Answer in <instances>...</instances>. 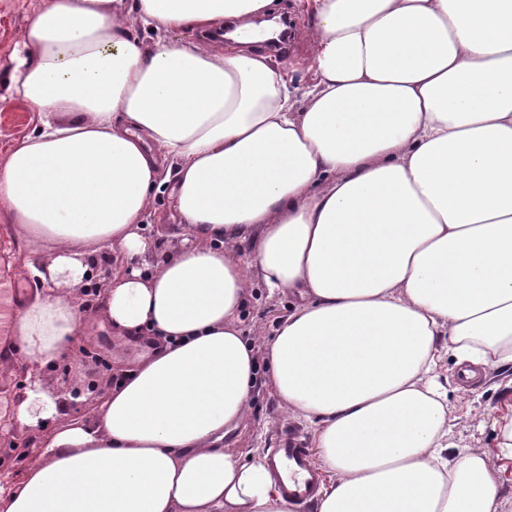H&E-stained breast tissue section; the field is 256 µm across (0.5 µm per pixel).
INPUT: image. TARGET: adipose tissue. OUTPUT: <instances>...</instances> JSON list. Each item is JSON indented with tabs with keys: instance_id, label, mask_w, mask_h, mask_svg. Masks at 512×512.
Wrapping results in <instances>:
<instances>
[{
	"instance_id": "obj_1",
	"label": "adipose tissue",
	"mask_w": 512,
	"mask_h": 512,
	"mask_svg": "<svg viewBox=\"0 0 512 512\" xmlns=\"http://www.w3.org/2000/svg\"><path fill=\"white\" fill-rule=\"evenodd\" d=\"M273 0H40L10 58L38 115L0 160V207L43 292L16 320L32 368L95 312L157 352L94 420L28 384L9 420L53 432L0 512H296L242 425L251 283L294 299L268 343L282 407L331 479L316 512H505L495 465L450 442L441 363L512 364V0H313L304 102L249 26ZM136 14L156 38L127 24ZM234 25L235 47L170 40ZM172 184L168 256L145 220Z\"/></svg>"
}]
</instances>
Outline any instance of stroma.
I'll return each mask as SVG.
<instances>
[{
	"label": "stroma",
	"mask_w": 512,
	"mask_h": 512,
	"mask_svg": "<svg viewBox=\"0 0 512 512\" xmlns=\"http://www.w3.org/2000/svg\"><path fill=\"white\" fill-rule=\"evenodd\" d=\"M40 4V0H0V95L9 80L5 66L26 17ZM275 14L283 15L297 35L301 52L297 55L273 54L275 64L283 69L295 97H303L314 82L310 60L315 45L302 35L309 23V15L300 0H275ZM37 115L25 104L0 98V158L33 128ZM291 299L285 295H272L261 285L249 288L241 315L242 327L254 345L258 361V385L252 401L250 416L245 426L224 438L225 447L236 454L251 456L265 454L274 447L284 429H294L303 437H311L310 425L303 419L284 411L269 386L266 346L279 319L288 312ZM82 337L98 342L104 362L79 355H66L55 367L42 370L44 385L60 395H67L70 387L97 377L101 385H108V365L129 367L151 350L146 339H132L112 334L100 319L87 316L81 329ZM460 369L455 362H447L443 375L447 380L448 411L451 418L450 440L458 447L475 449L489 457H497L499 429L512 420V365L496 367L482 374L470 391H458Z\"/></svg>",
	"instance_id": "35a3bbf8"
}]
</instances>
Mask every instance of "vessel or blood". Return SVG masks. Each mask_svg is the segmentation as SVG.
<instances>
[{
    "instance_id": "vessel-or-blood-1",
    "label": "vessel or blood",
    "mask_w": 512,
    "mask_h": 512,
    "mask_svg": "<svg viewBox=\"0 0 512 512\" xmlns=\"http://www.w3.org/2000/svg\"><path fill=\"white\" fill-rule=\"evenodd\" d=\"M14 255V248L0 246V393L7 392L15 383L1 366L16 355L15 319L32 295L30 284L16 267ZM265 463L284 496L302 504L314 500L321 475L297 432H288L276 447L268 449Z\"/></svg>"
}]
</instances>
